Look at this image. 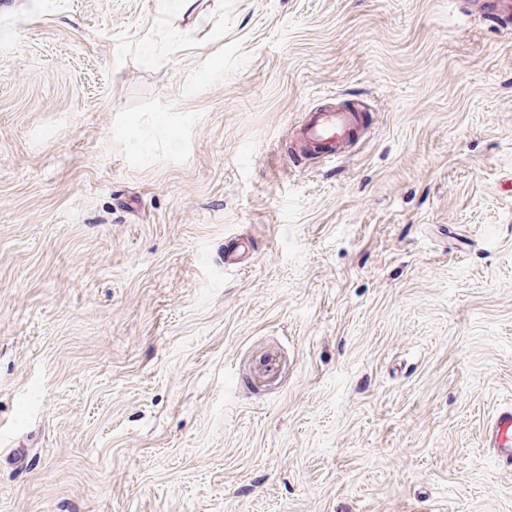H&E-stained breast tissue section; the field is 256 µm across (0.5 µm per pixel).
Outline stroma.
Returning <instances> with one entry per match:
<instances>
[{"label": "stroma", "instance_id": "obj_1", "mask_svg": "<svg viewBox=\"0 0 512 512\" xmlns=\"http://www.w3.org/2000/svg\"><path fill=\"white\" fill-rule=\"evenodd\" d=\"M325 90L375 124L289 168ZM509 404L512 32L459 0L0 4V512H512L481 441Z\"/></svg>", "mask_w": 512, "mask_h": 512}]
</instances>
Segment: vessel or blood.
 Here are the masks:
<instances>
[{
  "instance_id": "1",
  "label": "vessel or blood",
  "mask_w": 512,
  "mask_h": 512,
  "mask_svg": "<svg viewBox=\"0 0 512 512\" xmlns=\"http://www.w3.org/2000/svg\"><path fill=\"white\" fill-rule=\"evenodd\" d=\"M476 15L492 27L512 29V0H467ZM371 112L362 102L339 100L336 93L322 94L320 101L302 113L291 131L292 155L289 162L301 166L315 159L325 164L338 162L347 148L368 133ZM485 443L499 460L512 466V406L491 416L484 429Z\"/></svg>"
}]
</instances>
